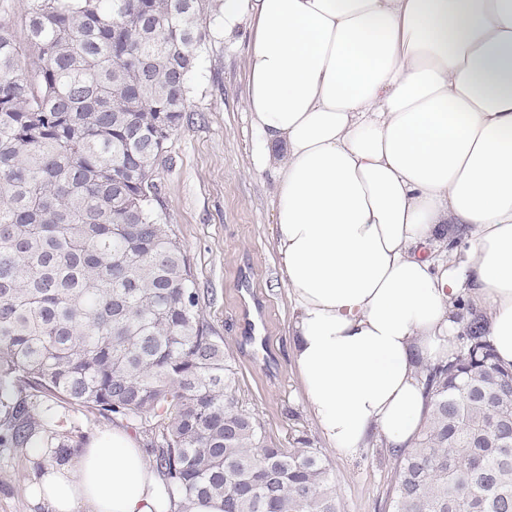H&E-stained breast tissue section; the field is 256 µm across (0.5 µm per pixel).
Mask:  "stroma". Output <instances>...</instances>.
Segmentation results:
<instances>
[{
  "instance_id": "35a3bbf8",
  "label": "stroma",
  "mask_w": 512,
  "mask_h": 512,
  "mask_svg": "<svg viewBox=\"0 0 512 512\" xmlns=\"http://www.w3.org/2000/svg\"><path fill=\"white\" fill-rule=\"evenodd\" d=\"M207 26L187 82L190 119L167 142L158 169L163 220L214 334L224 339L239 407L260 419L274 444L290 448L303 436L325 449L342 512H389L394 453L384 437L345 457L327 448L310 414L288 338L292 305L276 267L275 181L256 165L260 137L243 104L250 30L225 37L218 10ZM245 286L265 308L258 335L242 313ZM31 470L28 449L0 447V512H42L29 497Z\"/></svg>"
}]
</instances>
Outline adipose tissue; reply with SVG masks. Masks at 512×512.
Returning a JSON list of instances; mask_svg holds the SVG:
<instances>
[{
  "label": "adipose tissue",
  "mask_w": 512,
  "mask_h": 512,
  "mask_svg": "<svg viewBox=\"0 0 512 512\" xmlns=\"http://www.w3.org/2000/svg\"><path fill=\"white\" fill-rule=\"evenodd\" d=\"M223 17L251 26L244 104L311 414L344 455L377 434L410 447L461 293L512 364V0H224ZM29 490L45 512L174 508L120 424Z\"/></svg>",
  "instance_id": "1"
}]
</instances>
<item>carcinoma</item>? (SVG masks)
<instances>
[{
  "mask_svg": "<svg viewBox=\"0 0 512 512\" xmlns=\"http://www.w3.org/2000/svg\"><path fill=\"white\" fill-rule=\"evenodd\" d=\"M214 0H30L0 20V446L76 455L83 408L156 421L178 512H341L326 455L266 440L200 308L155 177ZM427 368L391 512H512V368L473 313ZM55 404H50V401ZM28 5V0H0V19L8 20L17 36H21L22 19Z\"/></svg>",
  "mask_w": 512,
  "mask_h": 512,
  "instance_id": "cac0c4a2",
  "label": "carcinoma"
}]
</instances>
